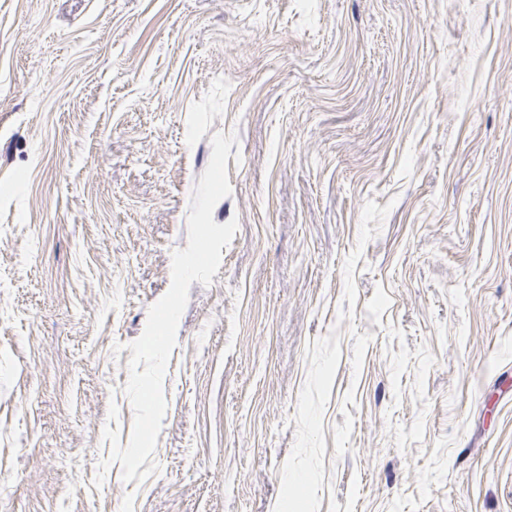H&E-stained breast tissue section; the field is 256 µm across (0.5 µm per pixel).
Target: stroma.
I'll list each match as a JSON object with an SVG mask.
<instances>
[{
    "mask_svg": "<svg viewBox=\"0 0 512 512\" xmlns=\"http://www.w3.org/2000/svg\"><path fill=\"white\" fill-rule=\"evenodd\" d=\"M0 512H512V0H0Z\"/></svg>",
    "mask_w": 512,
    "mask_h": 512,
    "instance_id": "1",
    "label": "stroma"
}]
</instances>
